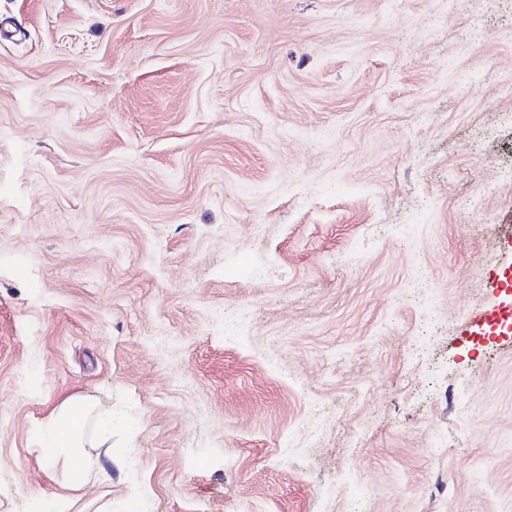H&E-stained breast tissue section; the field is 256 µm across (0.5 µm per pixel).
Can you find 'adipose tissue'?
<instances>
[{"label": "adipose tissue", "instance_id": "1", "mask_svg": "<svg viewBox=\"0 0 512 512\" xmlns=\"http://www.w3.org/2000/svg\"><path fill=\"white\" fill-rule=\"evenodd\" d=\"M95 416L93 404L71 396L53 409L43 425L40 454L47 471L59 490L35 498L37 512H62L73 505V494L100 474L102 463L96 452L108 439V427L98 435H89L88 424Z\"/></svg>", "mask_w": 512, "mask_h": 512}]
</instances>
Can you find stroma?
<instances>
[{"label": "stroma", "mask_w": 512, "mask_h": 512, "mask_svg": "<svg viewBox=\"0 0 512 512\" xmlns=\"http://www.w3.org/2000/svg\"><path fill=\"white\" fill-rule=\"evenodd\" d=\"M71 395L70 512H512V0H0V512ZM94 405L83 397H67L51 411L43 425L40 454L47 471L64 492L35 497L36 512H62L74 505V495L103 470L100 455L91 448H101L108 439L112 418H107L98 435L88 434L95 417Z\"/></svg>", "instance_id": "35a3bbf8"}]
</instances>
